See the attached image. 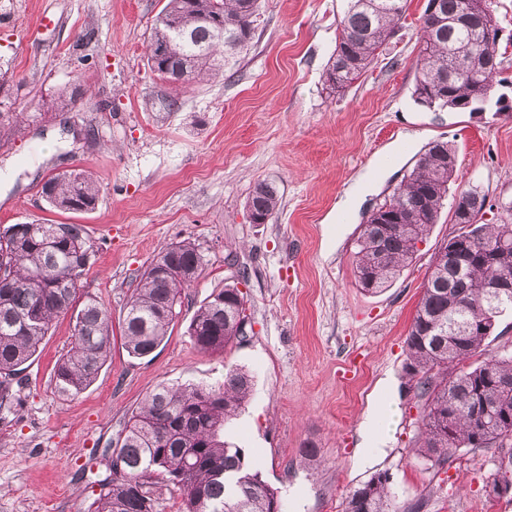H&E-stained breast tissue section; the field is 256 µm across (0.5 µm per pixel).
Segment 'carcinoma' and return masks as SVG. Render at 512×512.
<instances>
[{"mask_svg": "<svg viewBox=\"0 0 512 512\" xmlns=\"http://www.w3.org/2000/svg\"><path fill=\"white\" fill-rule=\"evenodd\" d=\"M336 48L323 73L328 94L345 92L372 68L399 34L408 0H343ZM493 0H440L438 23L421 19V47L412 98L428 110L469 111L488 100L500 72L502 53L489 44L501 29ZM259 0H167L147 44V65L166 82L186 91L224 75L255 35ZM186 43L167 53L172 26ZM224 28V40L215 30ZM475 48L488 54V70L470 66ZM456 150L446 141L425 146L410 173L385 200L401 224L371 216L362 225L353 272L358 285L377 293L407 266L430 225L437 223L448 195ZM41 194L54 209H95L101 188L84 170L52 175ZM487 195L463 191L453 221L463 233L456 260H432L406 337L404 373L415 381L422 402L420 442L415 452L445 466L462 448L507 449L494 482L512 487V351L473 363L497 324L512 309V291L493 288L512 280V201L505 217L487 224L478 214ZM279 206L270 183L257 185L247 200L252 215L268 218ZM19 223L0 230V410L13 406V382L33 363L55 320L70 314L71 348L56 365L59 392L75 396L90 386L110 349V312L96 299L79 300V281L94 250L79 224ZM205 259L190 241L160 251L141 274L124 308L122 336L128 353L143 358L168 336L182 309L185 289L202 276ZM240 281L224 282L195 310L188 326L194 346L215 353L244 333L236 309L245 298ZM252 389L250 376L227 370L218 387L161 385L130 417L111 451L110 474L99 480L94 512H154V480L180 491L182 512H273L278 490L259 478L241 448L224 442V424L237 415ZM346 512H394L389 477L377 473L349 492Z\"/></svg>", "mask_w": 512, "mask_h": 512, "instance_id": "obj_1", "label": "carcinoma"}]
</instances>
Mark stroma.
<instances>
[{"label":"stroma","instance_id":"obj_1","mask_svg":"<svg viewBox=\"0 0 512 512\" xmlns=\"http://www.w3.org/2000/svg\"><path fill=\"white\" fill-rule=\"evenodd\" d=\"M166 0H0V229L48 220L83 225L94 245L81 295L120 329L139 275L166 245L205 256L182 312L149 357L114 336L97 379L58 392L54 367L70 349L59 317L0 412V512H88L104 451L159 385L223 382L249 373L252 392L224 427L282 512H345L350 489L391 477L398 512H512L485 485L497 449H461L445 467L412 452L420 403L402 371L408 328L429 265L458 230L448 210L412 264L371 294L353 276L367 214L400 183L424 146L457 151L449 199L477 185L499 223L512 199V46L482 112L429 111L412 91L424 0H410L399 38L343 95H327L343 0H261L254 44L232 77L171 93L146 61ZM80 87L75 105L57 93ZM80 167L102 187L95 210L62 213L41 196L52 174ZM273 184L280 205L263 224L246 202ZM355 195V205L337 209ZM245 272L252 328L221 353L188 334L200 303L232 270ZM305 448L314 457L302 456Z\"/></svg>","mask_w":512,"mask_h":512}]
</instances>
